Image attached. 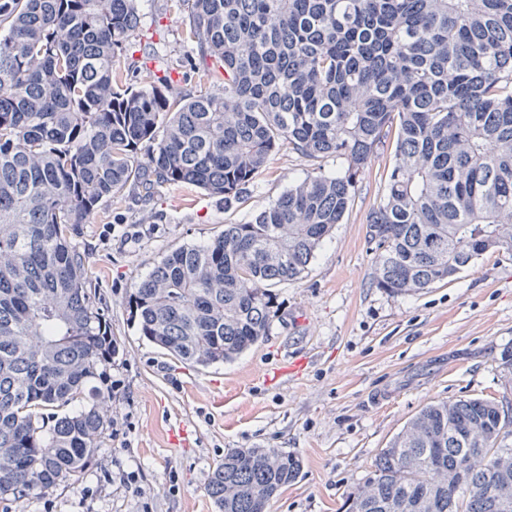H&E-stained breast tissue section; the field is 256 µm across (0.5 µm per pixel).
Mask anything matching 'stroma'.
<instances>
[{
  "label": "stroma",
  "mask_w": 512,
  "mask_h": 512,
  "mask_svg": "<svg viewBox=\"0 0 512 512\" xmlns=\"http://www.w3.org/2000/svg\"><path fill=\"white\" fill-rule=\"evenodd\" d=\"M174 0H138L133 41L151 44V69L186 94L212 91L190 64ZM383 161L362 176L354 201L300 280L276 288L268 336L228 364L199 369L139 336L128 296L167 251L203 245L241 224L288 187L308 164L273 153L240 203L225 207L195 187L127 189L100 203L73 237L89 258L92 289L107 309L119 380L113 431L68 483L0 512H215L206 492L230 448L297 454L296 479L270 512H346L347 498L374 470L382 448L424 405L474 397L512 402V260L486 254L450 280L392 295L371 283L374 255L366 215L382 192ZM293 358L298 375L265 382Z\"/></svg>",
  "instance_id": "stroma-1"
}]
</instances>
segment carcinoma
I'll return each mask as SVG.
<instances>
[{"mask_svg":"<svg viewBox=\"0 0 512 512\" xmlns=\"http://www.w3.org/2000/svg\"><path fill=\"white\" fill-rule=\"evenodd\" d=\"M175 2L193 68L224 93L176 97L167 76L119 64L137 0H0V499L68 482L100 447L112 389L89 383L116 341L71 238L131 184H187L229 208L282 147L310 163L251 221L164 254L130 292L139 335L203 367L268 336L274 287L308 271L389 141L366 216L375 287L408 294L512 257V0ZM300 468L230 448L206 491L217 512H269ZM348 509L512 512V415L485 398L424 406Z\"/></svg>","mask_w":512,"mask_h":512,"instance_id":"obj_1","label":"carcinoma"}]
</instances>
